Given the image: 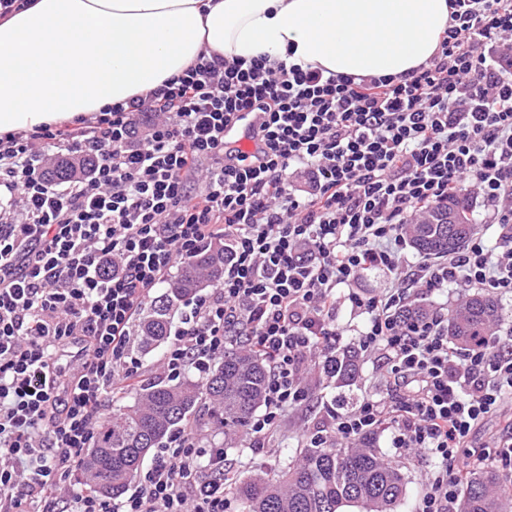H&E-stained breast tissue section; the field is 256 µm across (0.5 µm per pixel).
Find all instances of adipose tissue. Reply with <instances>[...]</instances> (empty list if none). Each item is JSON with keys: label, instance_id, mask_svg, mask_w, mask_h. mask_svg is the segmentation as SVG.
<instances>
[{"label": "adipose tissue", "instance_id": "ef3b65f1", "mask_svg": "<svg viewBox=\"0 0 512 512\" xmlns=\"http://www.w3.org/2000/svg\"><path fill=\"white\" fill-rule=\"evenodd\" d=\"M449 23L448 0H29L0 17V135L145 95L204 53L403 77Z\"/></svg>", "mask_w": 512, "mask_h": 512}]
</instances>
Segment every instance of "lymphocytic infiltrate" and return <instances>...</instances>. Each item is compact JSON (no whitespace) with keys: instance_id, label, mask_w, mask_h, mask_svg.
Segmentation results:
<instances>
[{"instance_id":"1","label":"lymphocytic infiltrate","mask_w":512,"mask_h":512,"mask_svg":"<svg viewBox=\"0 0 512 512\" xmlns=\"http://www.w3.org/2000/svg\"><path fill=\"white\" fill-rule=\"evenodd\" d=\"M450 7L436 55L399 79L214 54L94 119L0 137V512H228L224 451L194 429L172 434L123 500L71 486L105 407L138 375L135 314L219 238L224 276L196 297L164 364L176 378L205 374L232 344L269 356L253 447L306 402L302 377L335 355L346 306L366 318L357 343L387 393L302 430L303 447L391 429L401 454L440 463L417 512H455L485 462L512 471V421L489 449L470 447L512 402V340L463 351L445 313L396 319L414 288L512 294V0ZM246 113L250 151L225 135ZM65 159L79 172L52 181ZM469 189L496 242L410 261L407 225ZM368 270L387 282L363 295Z\"/></svg>"}]
</instances>
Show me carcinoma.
<instances>
[{
	"mask_svg": "<svg viewBox=\"0 0 512 512\" xmlns=\"http://www.w3.org/2000/svg\"><path fill=\"white\" fill-rule=\"evenodd\" d=\"M471 204L456 195L431 208L406 233L424 255L448 254L473 234ZM229 249L213 242L166 280L163 291L143 310L137 348L149 353L171 336L175 313L198 291L224 276ZM433 311L415 304L398 312L400 321L427 317ZM502 307L490 295H474L448 311V338L462 350L479 349L501 321ZM267 357L250 350L228 351L206 377L184 376L176 384L155 380L129 392L130 399L98 425L75 481L80 489L118 499L130 487L149 453L187 425L200 403L213 404L214 421L231 436L261 407L268 376ZM338 388L353 384L358 365L349 350L336 352L324 370ZM224 486L244 505V512H397L405 497L401 470L382 459L375 434L350 448H305L276 480L224 474ZM459 512H512L491 470L468 474L461 488Z\"/></svg>",
	"mask_w": 512,
	"mask_h": 512,
	"instance_id": "carcinoma-1",
	"label": "carcinoma"
}]
</instances>
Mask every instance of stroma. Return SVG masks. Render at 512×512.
<instances>
[{"instance_id": "35a3bbf8", "label": "stroma", "mask_w": 512, "mask_h": 512, "mask_svg": "<svg viewBox=\"0 0 512 512\" xmlns=\"http://www.w3.org/2000/svg\"><path fill=\"white\" fill-rule=\"evenodd\" d=\"M360 373L352 386L336 389L328 386L319 369H311L306 385L309 393L307 407L290 411L282 421L273 438L263 448H254L248 437L225 439L222 431L213 426L211 405H200L193 414L190 424L199 429L209 445L223 449L225 471L248 476L257 472L273 478L286 462L299 457L297 434L306 425H325L328 409L337 407L339 396H346L350 404H358L371 395L383 394L379 368L374 357L361 356L358 359ZM377 446L385 459L398 464L405 476L406 495L398 512H415L427 476L434 470L435 462L426 453L417 452L408 456L399 455L390 446L389 431L377 433Z\"/></svg>"}]
</instances>
